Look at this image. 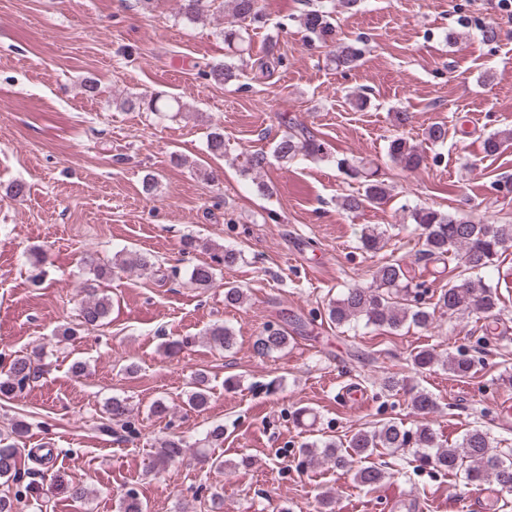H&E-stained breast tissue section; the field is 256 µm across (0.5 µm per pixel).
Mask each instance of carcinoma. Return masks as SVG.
Instances as JSON below:
<instances>
[{
	"mask_svg": "<svg viewBox=\"0 0 512 512\" xmlns=\"http://www.w3.org/2000/svg\"><path fill=\"white\" fill-rule=\"evenodd\" d=\"M179 14L190 23H195L221 9L231 16L229 25L224 27V43L236 49L238 58L234 61L207 63L203 76L217 83H229L238 79L240 71L249 68L255 75L263 76L271 68L283 64L282 56L259 58L254 61L243 57L244 42L242 31L251 25H260L266 18L259 0H179ZM336 0H321L316 7L297 17L299 28L309 40L333 47L330 62L338 69H349L357 65L362 50L354 42L336 39ZM122 105L131 109L144 107L151 112H182L185 105L175 98L162 99L155 93L150 96L127 97ZM410 122L407 112L394 114L395 127L400 132L389 141L388 155L393 163L404 170H414L424 161L418 147L401 132ZM512 142V128H505L490 135L484 141V150L493 155L500 148ZM208 149L216 155L224 154V132L216 126L207 137ZM273 154L283 161H293L299 156L324 158L328 155L324 143L320 142L304 126L292 125L273 147ZM267 164V157L254 153L242 165V173L258 175ZM336 166L352 179L361 181L362 190L342 198L341 208L350 214H357L368 207L383 204L390 196L385 181L376 178V172L352 160L343 158ZM408 218L420 231L422 249L420 253L429 260L445 262L449 255L460 261L464 271L457 279L448 281L440 288L436 302L425 300L426 291L411 286L403 266L397 262H384L373 272L372 285L367 288H349L338 298L329 302L326 308L328 319L338 327L355 328L359 324L373 325L389 332H397L404 326L413 325L429 328L441 315H482L497 322L500 312V298L497 287L477 275L493 265L495 259L512 247V224H492L470 216L452 214L430 206H416L408 211ZM362 248L370 253L382 250L387 240L383 234L373 230L361 235ZM240 257L235 249L224 248L213 255V262H202L192 267L191 282L199 288L213 285L217 267L232 265ZM112 302L106 295L94 292L81 303L80 323L62 330L64 336H75L80 328H98L105 324ZM215 348L228 350L234 343V333L226 325H217L209 331ZM290 336L280 328H266L253 342V352L267 357L288 347ZM410 365L416 371L433 367L437 363L448 366L454 376L463 378L472 371V362L464 357H450L440 360L430 349H419L410 353ZM39 372L36 356L15 354L6 371L0 372V396L10 398L24 390ZM191 390L187 394V405L197 411L206 408L210 399L207 378L202 374L193 376ZM411 406L414 410L429 414L437 404L433 396L420 389L413 393ZM131 409L127 399L111 397L104 407V422L100 428L112 431V423H128ZM28 426L21 421L0 429V512H16L18 504L30 503L35 512H43L44 501L41 489L31 484H22L18 479V458L21 452L20 440L27 433ZM380 448H413L419 459L435 463L450 473H461L471 486L494 482L501 489L512 491V452H497L493 449L488 433L474 428L467 431L459 443L443 445L434 430L428 426L407 428L396 421H386L372 430H359L349 439L347 449L341 450L336 441L315 440L301 445L302 465L309 466L318 461L331 463L335 467L355 468V482L367 489L376 487L384 478L385 471L369 462ZM185 453L183 439L175 434L161 439L154 453L150 469L174 462ZM51 480L57 490L74 501H86L92 491L81 482H64L53 475ZM120 512H147V507L133 489L126 490L119 498Z\"/></svg>",
	"mask_w": 512,
	"mask_h": 512,
	"instance_id": "obj_1",
	"label": "carcinoma"
}]
</instances>
